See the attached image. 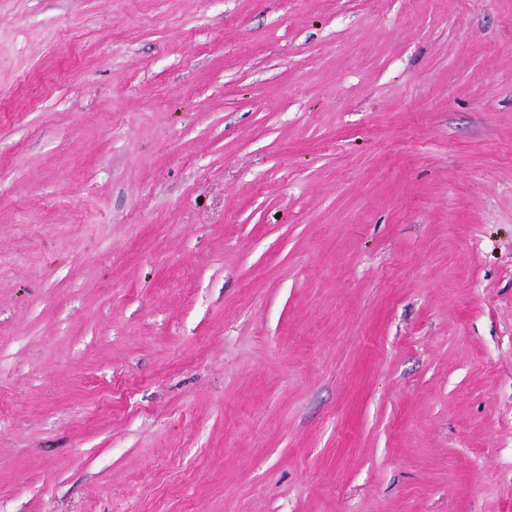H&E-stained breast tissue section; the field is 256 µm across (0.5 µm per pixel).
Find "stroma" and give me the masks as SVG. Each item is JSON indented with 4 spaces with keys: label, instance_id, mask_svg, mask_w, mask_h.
I'll list each match as a JSON object with an SVG mask.
<instances>
[{
    "label": "stroma",
    "instance_id": "obj_1",
    "mask_svg": "<svg viewBox=\"0 0 512 512\" xmlns=\"http://www.w3.org/2000/svg\"><path fill=\"white\" fill-rule=\"evenodd\" d=\"M0 512H512V0H0Z\"/></svg>",
    "mask_w": 512,
    "mask_h": 512
}]
</instances>
